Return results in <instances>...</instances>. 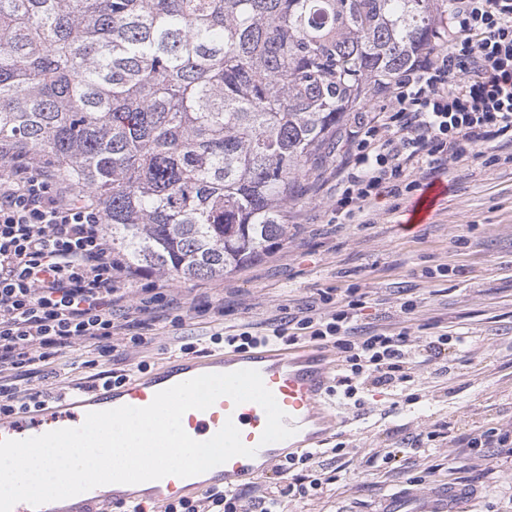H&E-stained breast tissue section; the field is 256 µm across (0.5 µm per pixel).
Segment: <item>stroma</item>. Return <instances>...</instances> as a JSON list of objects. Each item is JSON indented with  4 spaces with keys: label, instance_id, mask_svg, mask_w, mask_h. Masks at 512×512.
<instances>
[{
    "label": "stroma",
    "instance_id": "1",
    "mask_svg": "<svg viewBox=\"0 0 512 512\" xmlns=\"http://www.w3.org/2000/svg\"><path fill=\"white\" fill-rule=\"evenodd\" d=\"M348 147L340 139L318 168L301 179L303 200L291 209L288 238L262 259L234 274L183 282L155 275L137 287L170 288L186 313L181 326H154L147 348H120L111 368L146 362L157 369L178 355L183 342L201 355L210 344L204 302L224 303V325L264 327L282 306L318 290L357 289L365 325L409 327L416 346L447 334L441 358L412 367L399 388L360 386L356 399L327 396L340 423L329 444L343 443L341 457L326 461L338 482L323 493L285 501V512H382L399 505L416 512L430 490L469 489L458 512H512V458L479 448L450 452L451 441L489 428L512 431V162L458 163L435 178L444 189L425 220L414 212L417 196L385 197L362 221L336 223V168ZM417 302L403 314L405 299ZM465 345H458V337ZM424 435L414 447L416 435ZM398 449L396 460L376 458Z\"/></svg>",
    "mask_w": 512,
    "mask_h": 512
}]
</instances>
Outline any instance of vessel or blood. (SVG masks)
<instances>
[{
    "label": "vessel or blood",
    "instance_id": "1",
    "mask_svg": "<svg viewBox=\"0 0 512 512\" xmlns=\"http://www.w3.org/2000/svg\"><path fill=\"white\" fill-rule=\"evenodd\" d=\"M335 359L322 348L308 345L297 349L256 348L229 351L206 357L179 356L155 371L133 377L123 384L69 394L32 411L0 419V440H23L46 432L81 426L88 413L128 405H149L156 393L206 373H228L240 369L257 370L265 386L285 412L284 423L294 428L292 437L261 444L266 424L263 408L254 402L234 404L223 397L208 410L184 414L182 426L192 438L204 441L219 431L226 420H233L254 456H238L208 470L206 476L190 479L168 476L157 480L154 489L133 484H107L76 499L44 504L39 509L24 502L13 512H112L113 507L128 502L139 503L162 512L164 505L191 497L212 488H239L248 477L263 473L285 457L322 446L335 427V418L323 404L334 369ZM464 489L451 487L429 492L420 512H453Z\"/></svg>",
    "mask_w": 512,
    "mask_h": 512
}]
</instances>
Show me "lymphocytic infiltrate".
Wrapping results in <instances>:
<instances>
[{
  "mask_svg": "<svg viewBox=\"0 0 512 512\" xmlns=\"http://www.w3.org/2000/svg\"><path fill=\"white\" fill-rule=\"evenodd\" d=\"M380 109L365 111L351 132L350 151L336 172V217L349 221L380 196L410 195L449 165L477 162L486 148L512 147V0H450L448 43L423 51L393 81L381 85ZM134 276L112 255L101 204L50 166L21 153L0 158V419L45 402L28 388L33 377H59L67 350L82 347L85 367L107 385L133 369L103 370L117 340L149 344L145 331L156 315L178 302L167 289L145 288L131 300ZM359 299L318 290L263 330L244 324L224 331L223 305L205 304L215 331L212 344L244 351L257 346L313 343L336 351V384L353 398L363 384L397 388L416 359L440 358L448 341L439 335L417 350L408 329L360 324ZM341 447L317 448L275 466L282 484H258L251 495L211 489L167 505L164 512H283L287 497L320 490L325 456Z\"/></svg>",
  "mask_w": 512,
  "mask_h": 512,
  "instance_id": "obj_1",
  "label": "lymphocytic infiltrate"
}]
</instances>
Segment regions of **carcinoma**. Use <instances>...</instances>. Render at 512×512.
Returning <instances> with one entry per match:
<instances>
[{"label": "carcinoma", "instance_id": "carcinoma-1", "mask_svg": "<svg viewBox=\"0 0 512 512\" xmlns=\"http://www.w3.org/2000/svg\"><path fill=\"white\" fill-rule=\"evenodd\" d=\"M447 0H0V143L178 280L288 238L307 163L437 43Z\"/></svg>", "mask_w": 512, "mask_h": 512}]
</instances>
